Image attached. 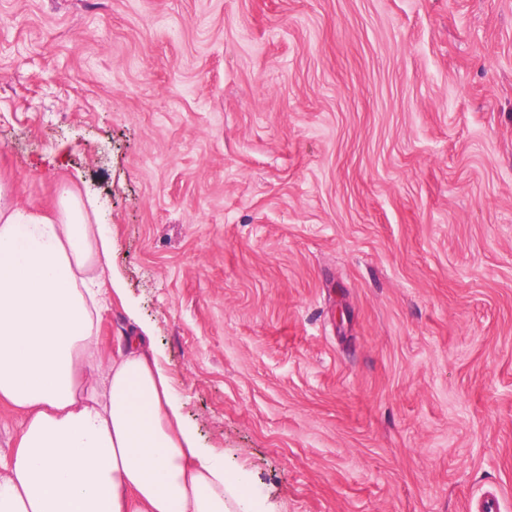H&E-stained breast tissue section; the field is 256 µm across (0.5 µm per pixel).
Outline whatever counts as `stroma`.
<instances>
[{"label": "stroma", "instance_id": "stroma-1", "mask_svg": "<svg viewBox=\"0 0 512 512\" xmlns=\"http://www.w3.org/2000/svg\"><path fill=\"white\" fill-rule=\"evenodd\" d=\"M0 182L251 512H512V0H0Z\"/></svg>", "mask_w": 512, "mask_h": 512}]
</instances>
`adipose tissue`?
Returning <instances> with one entry per match:
<instances>
[{
  "instance_id": "obj_1",
  "label": "adipose tissue",
  "mask_w": 512,
  "mask_h": 512,
  "mask_svg": "<svg viewBox=\"0 0 512 512\" xmlns=\"http://www.w3.org/2000/svg\"><path fill=\"white\" fill-rule=\"evenodd\" d=\"M94 213L67 188L24 209L0 183V403L23 415L0 451V512H248L147 334L102 356L112 238Z\"/></svg>"
}]
</instances>
